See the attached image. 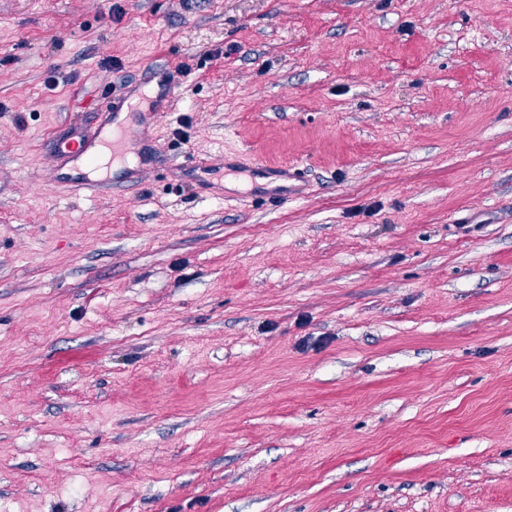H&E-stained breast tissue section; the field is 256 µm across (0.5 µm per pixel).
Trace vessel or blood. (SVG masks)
<instances>
[{
	"instance_id": "1",
	"label": "vessel or blood",
	"mask_w": 512,
	"mask_h": 512,
	"mask_svg": "<svg viewBox=\"0 0 512 512\" xmlns=\"http://www.w3.org/2000/svg\"><path fill=\"white\" fill-rule=\"evenodd\" d=\"M157 78L158 94L138 98L142 119L135 135H128L126 123L118 119L133 98L131 90L125 87L113 88L104 109L92 118L84 117L46 132L45 140L51 147V169L58 187L82 194L107 191L113 185L111 169L116 164L122 166L127 181L137 178V169L126 165L128 142L138 141V157L140 161H148V133L166 120L182 86L181 74L175 69L159 72Z\"/></svg>"
}]
</instances>
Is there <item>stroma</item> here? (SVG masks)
<instances>
[{
    "instance_id": "stroma-1",
    "label": "stroma",
    "mask_w": 512,
    "mask_h": 512,
    "mask_svg": "<svg viewBox=\"0 0 512 512\" xmlns=\"http://www.w3.org/2000/svg\"><path fill=\"white\" fill-rule=\"evenodd\" d=\"M159 63L138 186L58 190ZM0 512H512V0H0ZM158 78L159 91L157 96H149L145 93L139 97V112L142 115L141 122L136 124L139 132H135L132 137L138 141V157L140 163L149 160L147 149V137L149 130H157L166 120L171 106L178 95L182 86L181 73L174 70L155 72ZM164 102V104H163ZM132 96L128 88L115 86L101 112L53 127L44 134L43 140L51 146V169L58 187L72 193H102L112 189L111 169L116 164L124 166L126 182L137 178L138 170L125 166L129 152L127 123L117 121L125 107L131 112ZM281 175L288 179L289 196H302L306 194L307 184L304 181L301 169L295 164H286L280 167H273Z\"/></svg>"
}]
</instances>
